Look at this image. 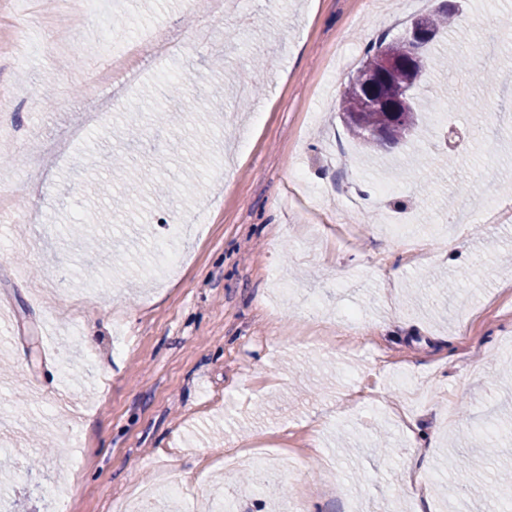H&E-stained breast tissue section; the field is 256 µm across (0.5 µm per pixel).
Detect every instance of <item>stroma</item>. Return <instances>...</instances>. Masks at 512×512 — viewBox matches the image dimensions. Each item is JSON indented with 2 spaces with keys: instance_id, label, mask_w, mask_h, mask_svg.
Wrapping results in <instances>:
<instances>
[{
  "instance_id": "obj_1",
  "label": "stroma",
  "mask_w": 512,
  "mask_h": 512,
  "mask_svg": "<svg viewBox=\"0 0 512 512\" xmlns=\"http://www.w3.org/2000/svg\"><path fill=\"white\" fill-rule=\"evenodd\" d=\"M106 2L91 37L49 54L28 11L60 33L69 16L54 0H0L12 116L0 241L27 245L0 253V410L16 434L0 501L115 512L125 488L169 472L182 493L154 512H212L219 496L235 512L298 499L348 512L353 498L363 512H512L497 491L512 473V0H456L443 49L469 66L417 92L460 104L430 113L429 135L381 165L348 133L340 95L370 44L438 0H243V20L221 24L188 0ZM204 25L207 43L184 44ZM158 26L179 52L137 58L134 84L96 81L101 48ZM175 76L180 94L163 97ZM491 90L496 124L484 119ZM104 103L109 122L67 136ZM117 154L130 159L123 178ZM481 172L496 181L492 212ZM128 194L144 198L143 218H126ZM99 211L110 230L64 233ZM397 220L422 237L424 263L386 233ZM404 373L424 391L411 406ZM397 413L432 439L419 496L404 490L415 457ZM254 450L268 465L260 484L224 463ZM466 458L479 465L463 480Z\"/></svg>"
}]
</instances>
